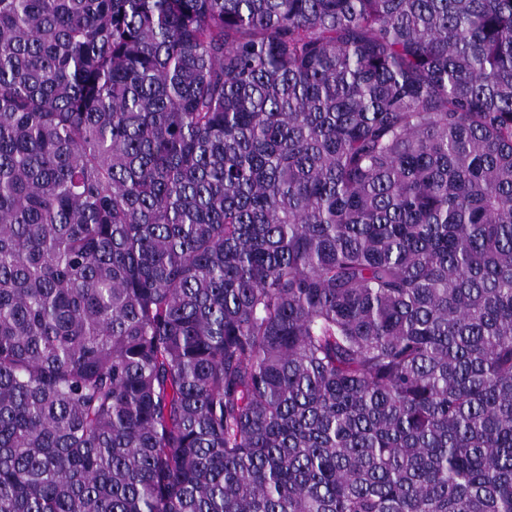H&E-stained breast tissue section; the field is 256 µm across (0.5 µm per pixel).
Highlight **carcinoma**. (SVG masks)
I'll return each mask as SVG.
<instances>
[{
    "instance_id": "carcinoma-1",
    "label": "carcinoma",
    "mask_w": 512,
    "mask_h": 512,
    "mask_svg": "<svg viewBox=\"0 0 512 512\" xmlns=\"http://www.w3.org/2000/svg\"><path fill=\"white\" fill-rule=\"evenodd\" d=\"M0 512H512V0H0Z\"/></svg>"
}]
</instances>
